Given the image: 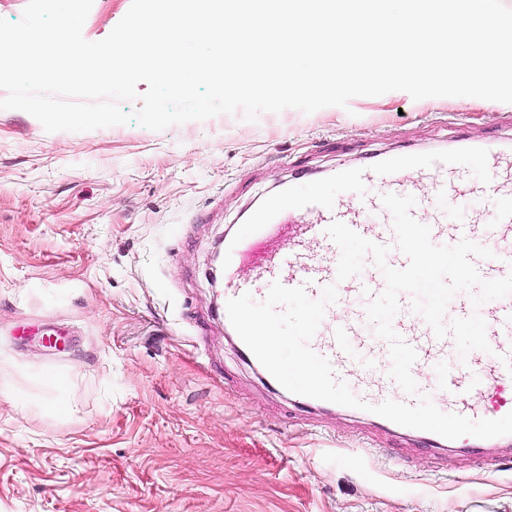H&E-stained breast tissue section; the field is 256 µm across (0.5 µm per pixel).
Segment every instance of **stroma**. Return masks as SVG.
<instances>
[{"mask_svg":"<svg viewBox=\"0 0 512 512\" xmlns=\"http://www.w3.org/2000/svg\"><path fill=\"white\" fill-rule=\"evenodd\" d=\"M130 4L94 0L84 38ZM462 147L483 181L512 104L392 91L81 133L0 110V512H512V435L484 459L299 404L241 357L210 278L280 185L353 206L336 171Z\"/></svg>","mask_w":512,"mask_h":512,"instance_id":"stroma-1","label":"stroma"}]
</instances>
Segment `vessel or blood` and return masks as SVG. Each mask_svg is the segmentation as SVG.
Here are the masks:
<instances>
[{"mask_svg": "<svg viewBox=\"0 0 512 512\" xmlns=\"http://www.w3.org/2000/svg\"><path fill=\"white\" fill-rule=\"evenodd\" d=\"M463 160V154L455 152L400 154L369 168L340 170L337 178L348 190L366 191L356 207L326 200L316 188L292 187L268 199L225 247V298L253 294L278 281L288 287L305 286L309 297L316 299L323 286L337 284L339 298L327 307L310 346L330 360L336 379L346 382L357 397L371 405L388 399L414 404L423 394L447 413L473 420L501 418L512 410V297L483 304L491 350L471 352L459 364L448 354L447 339L437 338L429 325H416L411 297L401 294L393 327L418 354L412 375L419 393L409 395L389 377V344L374 335L367 316L371 294L382 290L381 271L369 261L360 275L341 282L336 263L323 259L338 251L326 233L327 226L338 220L371 241L390 245L388 265L405 268L408 259L394 247L392 216L381 202L383 195L393 193L415 196L411 214L430 226L433 243L453 245L466 238L492 250L493 258L474 261L482 278L511 274L512 154L487 153L486 177L473 192L455 180ZM425 178L434 188L430 199L417 194ZM473 193L486 199L485 209H464ZM437 196L447 200L446 208L435 207ZM244 263L251 279L238 275Z\"/></svg>", "mask_w": 512, "mask_h": 512, "instance_id": "vessel-or-blood-1", "label": "vessel or blood"}]
</instances>
